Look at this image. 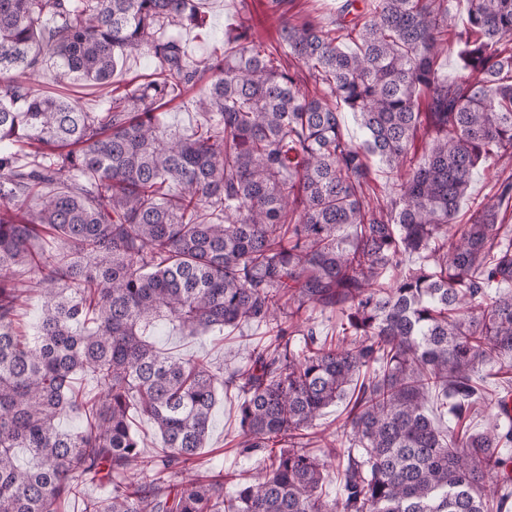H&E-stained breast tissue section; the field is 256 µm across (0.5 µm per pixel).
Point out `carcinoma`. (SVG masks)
<instances>
[{
	"label": "carcinoma",
	"mask_w": 512,
	"mask_h": 512,
	"mask_svg": "<svg viewBox=\"0 0 512 512\" xmlns=\"http://www.w3.org/2000/svg\"><path fill=\"white\" fill-rule=\"evenodd\" d=\"M370 5L364 21L346 0L333 28L281 16L286 58L243 17L198 60L178 31L206 26L199 0H0V512H56L87 483L109 491L83 512H512V391L480 384L486 366L512 373V176L456 224L476 171L512 159V0H467L461 28L454 0ZM140 50L159 73L104 112L32 88L47 68L107 84ZM194 89L206 123L177 132L161 110ZM374 161L383 202L366 194ZM18 267L43 298L32 338ZM315 311L341 336H317ZM160 323H256L269 344L224 375L162 352ZM220 388L241 397L238 447L262 455L233 495L199 473ZM340 402L319 456L312 428ZM70 411L86 424L59 430ZM135 413L156 426L150 453ZM332 464L339 499L322 490Z\"/></svg>",
	"instance_id": "carcinoma-1"
}]
</instances>
